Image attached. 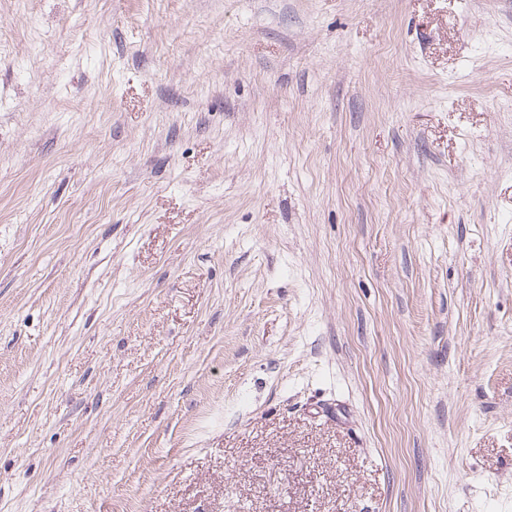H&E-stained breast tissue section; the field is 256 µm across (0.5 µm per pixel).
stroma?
<instances>
[{"instance_id": "1", "label": "stroma", "mask_w": 512, "mask_h": 512, "mask_svg": "<svg viewBox=\"0 0 512 512\" xmlns=\"http://www.w3.org/2000/svg\"><path fill=\"white\" fill-rule=\"evenodd\" d=\"M0 512H512V0H0Z\"/></svg>"}]
</instances>
